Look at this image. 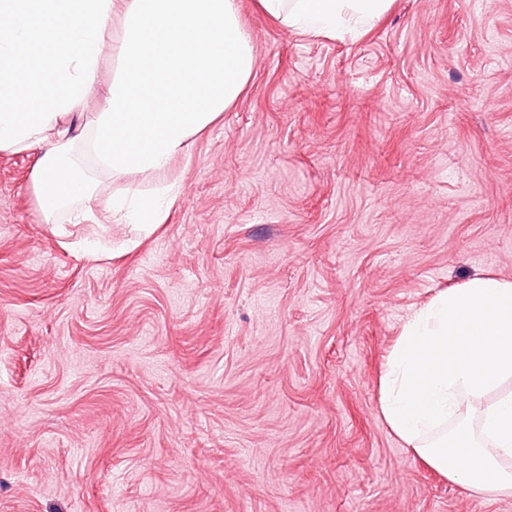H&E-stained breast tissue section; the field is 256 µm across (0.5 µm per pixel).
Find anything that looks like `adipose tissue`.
Listing matches in <instances>:
<instances>
[{"label": "adipose tissue", "mask_w": 512, "mask_h": 512, "mask_svg": "<svg viewBox=\"0 0 512 512\" xmlns=\"http://www.w3.org/2000/svg\"><path fill=\"white\" fill-rule=\"evenodd\" d=\"M393 0H258L310 36L352 38ZM118 40H111L113 26ZM116 70L89 132L64 119L92 93L105 51ZM256 58L236 0H0V152L39 150L33 186L45 223L87 219L98 191L76 174L81 144L102 170L156 174L189 154L242 94ZM180 195L113 198L111 224H161ZM512 280L478 273L406 321L380 380L391 431L429 467L476 494L512 495Z\"/></svg>", "instance_id": "obj_1"}]
</instances>
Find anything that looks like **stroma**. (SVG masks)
<instances>
[{"label": "stroma", "instance_id": "obj_1", "mask_svg": "<svg viewBox=\"0 0 512 512\" xmlns=\"http://www.w3.org/2000/svg\"><path fill=\"white\" fill-rule=\"evenodd\" d=\"M256 66L166 224L44 223L0 153V512H512L420 461L378 378L401 328L512 279V0H393L361 38L237 0Z\"/></svg>", "mask_w": 512, "mask_h": 512}]
</instances>
